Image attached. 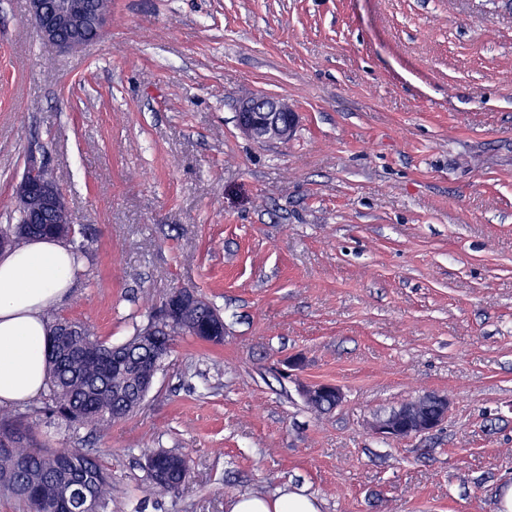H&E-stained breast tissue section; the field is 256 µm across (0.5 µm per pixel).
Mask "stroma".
I'll use <instances>...</instances> for the list:
<instances>
[{"label": "stroma", "mask_w": 512, "mask_h": 512, "mask_svg": "<svg viewBox=\"0 0 512 512\" xmlns=\"http://www.w3.org/2000/svg\"><path fill=\"white\" fill-rule=\"evenodd\" d=\"M247 94L288 140L243 135ZM43 163L87 233L58 315L123 343L173 288L224 318L176 337L139 410L39 443L112 471L109 512H225L301 489L321 512H495L512 483V0H112L44 44L0 0V224ZM297 369H289L291 360ZM345 397L319 412L305 384ZM448 396L436 430L373 423ZM146 448L189 481L144 490ZM236 116L243 134L263 141L288 140L298 123L288 102L257 94L241 100ZM431 398L440 403V411L436 416L428 419H417L409 425H403L397 413L379 419L374 426L375 433L386 439H400L419 436L435 430L447 417L450 401L444 395H433Z\"/></svg>", "instance_id": "stroma-1"}]
</instances>
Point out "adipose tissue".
Wrapping results in <instances>:
<instances>
[{
    "mask_svg": "<svg viewBox=\"0 0 512 512\" xmlns=\"http://www.w3.org/2000/svg\"><path fill=\"white\" fill-rule=\"evenodd\" d=\"M79 259L60 240L31 238L0 252V405L36 398L46 387V308L72 287ZM228 512H321L302 491L234 496Z\"/></svg>",
    "mask_w": 512,
    "mask_h": 512,
    "instance_id": "obj_1",
    "label": "adipose tissue"
}]
</instances>
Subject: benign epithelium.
<instances>
[{
  "label": "benign epithelium",
  "mask_w": 512,
  "mask_h": 512,
  "mask_svg": "<svg viewBox=\"0 0 512 512\" xmlns=\"http://www.w3.org/2000/svg\"><path fill=\"white\" fill-rule=\"evenodd\" d=\"M29 14L42 40L61 52H72L89 43L88 32L100 35L108 18L105 10H92L88 0H28ZM298 123V113L288 102L262 95H251L238 105L237 124L243 134L257 140L272 141L290 138ZM16 205L21 208L37 206L43 212L68 209L56 182L44 168L29 163L27 172L15 190ZM332 393L341 402L343 392L337 385L322 383L306 385L302 394L308 403L319 396ZM440 403L439 413L428 419H418L404 425L400 416L379 419L374 431L386 439L419 436L438 428L447 417L448 397L434 395Z\"/></svg>",
  "instance_id": "benign-epithelium-1"
}]
</instances>
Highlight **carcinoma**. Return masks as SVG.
Masks as SVG:
<instances>
[{
  "mask_svg": "<svg viewBox=\"0 0 512 512\" xmlns=\"http://www.w3.org/2000/svg\"><path fill=\"white\" fill-rule=\"evenodd\" d=\"M15 224L0 225V243L7 247L30 237L51 235L74 245V251L86 254L85 244L76 242L83 229L76 227L70 213L49 216L47 224L29 223V214L17 210ZM47 342L48 394L42 405L28 412L0 408V436L14 438L0 449V497L12 499L26 512H52L53 499L62 482V474L89 482L97 509L105 512L112 500V472L83 448L58 451L54 448L33 449L35 439L32 418L44 413L56 416L69 425L101 429L130 416L142 403L147 381L161 369L171 353L176 336L211 340L209 328L221 319L218 310L205 298L187 308L172 324L164 323L156 335L145 336L138 326L124 343H107L89 329L69 339L65 348L54 344L56 335L71 320L48 314ZM27 460L19 470L15 460ZM191 459L164 448L148 451L145 484L152 492H173L190 477Z\"/></svg>",
  "mask_w": 512,
  "mask_h": 512,
  "instance_id": "1",
  "label": "carcinoma"
}]
</instances>
